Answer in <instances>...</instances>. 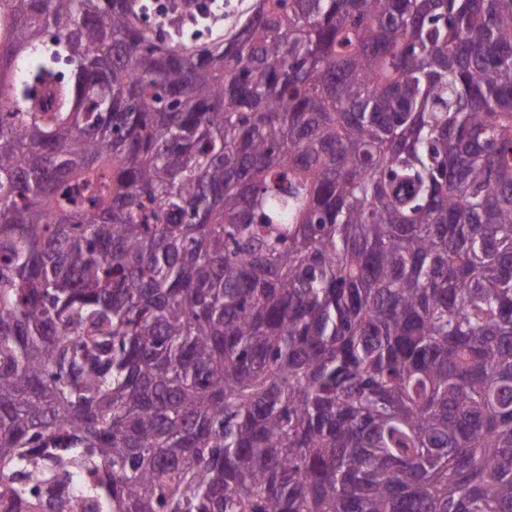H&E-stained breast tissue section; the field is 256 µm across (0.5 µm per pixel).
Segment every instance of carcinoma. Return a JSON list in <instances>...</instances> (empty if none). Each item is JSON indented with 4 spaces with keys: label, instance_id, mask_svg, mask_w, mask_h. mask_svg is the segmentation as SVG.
Returning a JSON list of instances; mask_svg holds the SVG:
<instances>
[{
    "label": "carcinoma",
    "instance_id": "cac0c4a2",
    "mask_svg": "<svg viewBox=\"0 0 512 512\" xmlns=\"http://www.w3.org/2000/svg\"><path fill=\"white\" fill-rule=\"evenodd\" d=\"M0 19V512H512V0ZM206 1H223L216 2L215 5L220 6V11H216L217 13H221L223 10V21L219 22H211L206 19H199L196 24H186L182 29H180L179 34H174V39L177 40H185L187 42H191L196 40L197 43H209L210 42V33H213V36L217 33L225 35L227 31L232 29L237 21L241 18V16L247 11L248 7L253 3L254 0H206Z\"/></svg>",
    "mask_w": 512,
    "mask_h": 512
}]
</instances>
